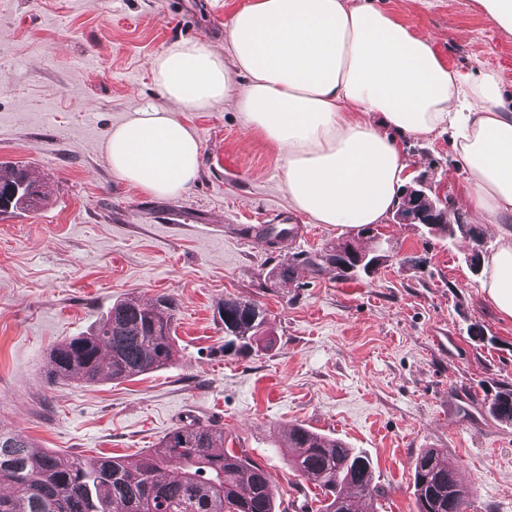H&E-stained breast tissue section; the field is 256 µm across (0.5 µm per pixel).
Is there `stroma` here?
<instances>
[{
    "label": "stroma",
    "instance_id": "1",
    "mask_svg": "<svg viewBox=\"0 0 512 512\" xmlns=\"http://www.w3.org/2000/svg\"><path fill=\"white\" fill-rule=\"evenodd\" d=\"M247 0H0V163L31 167L52 192L34 212L0 216V426L40 449L92 463L134 460L176 427H223L271 474L277 497L316 508L319 490L275 445L304 424L368 455L377 512H415L413 465L441 450L465 477L467 512H512V423L489 406L512 384V319L469 266L468 235L384 219L391 259L368 277L270 271L323 244L370 246L360 227L294 211L276 152L233 103L182 118L201 144L187 192L143 193L115 175L104 145L138 107L163 105L150 70L178 40L224 49ZM432 39L442 61L473 58L512 85V34L476 0H380ZM412 175L455 198L467 186L448 134L404 140ZM234 162L225 169L224 159ZM252 224H295L289 245L250 240ZM180 304L177 356L124 381L53 382L50 350L82 336L128 296ZM260 302L263 342L224 352L225 297Z\"/></svg>",
    "mask_w": 512,
    "mask_h": 512
}]
</instances>
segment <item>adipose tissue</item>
<instances>
[{
  "instance_id": "ef3b65f1",
  "label": "adipose tissue",
  "mask_w": 512,
  "mask_h": 512,
  "mask_svg": "<svg viewBox=\"0 0 512 512\" xmlns=\"http://www.w3.org/2000/svg\"><path fill=\"white\" fill-rule=\"evenodd\" d=\"M226 53L175 41L151 61L165 103L113 127L115 175L155 196L189 190L201 146L182 120L233 102L276 150L294 211L318 224L381 223L408 179L404 137L448 131L468 173L457 207L496 225L480 288L512 319V91L473 61L447 67L372 0H248L224 26Z\"/></svg>"
}]
</instances>
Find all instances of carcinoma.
I'll list each match as a JSON object with an SVG mask.
<instances>
[{
	"mask_svg": "<svg viewBox=\"0 0 512 512\" xmlns=\"http://www.w3.org/2000/svg\"><path fill=\"white\" fill-rule=\"evenodd\" d=\"M49 198L47 182L25 165H0V215L35 210ZM368 250L324 245L278 265L274 277L295 279L300 267L317 273L329 257L349 265V279L368 273L375 254L387 251L379 236ZM224 351L250 350L263 338L265 309L256 301L225 297L217 303ZM179 313L169 294L143 303L135 296L112 305L84 336L67 338L50 351L51 380L123 381L168 365L176 356ZM493 415L512 422V390L503 389ZM224 428L188 424L167 433L135 461L104 457L88 467L77 457L34 451L23 435L0 430V512H278L271 475L245 452L224 448ZM281 447L289 465L321 491L318 512H353L352 499L376 503L379 489L370 461L341 441L302 425L288 429ZM455 468L429 448L415 461L417 512H448V476Z\"/></svg>",
	"mask_w": 512,
	"mask_h": 512,
	"instance_id": "carcinoma-1",
	"label": "carcinoma"
}]
</instances>
